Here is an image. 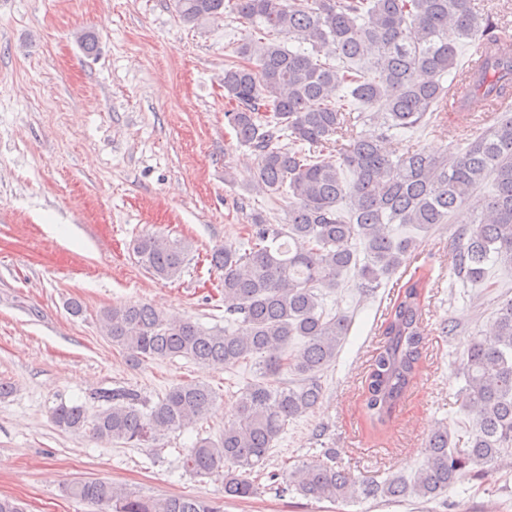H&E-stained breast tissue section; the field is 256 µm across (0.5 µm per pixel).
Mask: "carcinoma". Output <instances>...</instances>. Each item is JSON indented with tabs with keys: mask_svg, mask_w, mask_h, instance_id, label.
<instances>
[{
	"mask_svg": "<svg viewBox=\"0 0 512 512\" xmlns=\"http://www.w3.org/2000/svg\"><path fill=\"white\" fill-rule=\"evenodd\" d=\"M187 24L233 14L254 32L224 62L225 112L240 146L257 160L252 189L288 199L287 222L252 215L251 247L211 253L223 271L224 320L234 329H205L173 320L145 303L99 313L106 337L134 361L184 357L205 366L253 361L258 379L243 388L218 438L185 449L183 467L197 477L224 474V494L251 498L258 479L315 499L358 501L411 495L431 500L464 480L489 475L512 453V297L495 301L494 328L468 340L462 410L476 431L435 430L412 481L357 479L336 466V453L267 473L275 441L288 424L321 402L320 372L336 356L351 319L326 311L323 296L353 273L366 292L409 267L420 241L394 235L400 224L426 234L475 203L482 217L457 234L450 256L463 282L484 285L487 264L512 266V26L473 0H175ZM457 37L487 46L474 66L459 64ZM300 44L297 50L285 40ZM308 44L311 49L303 48ZM336 64H331L330 60ZM455 120L473 122L476 105L495 107L491 123L453 154L436 156L410 143L394 154L396 130L432 128L448 100ZM366 130L357 131L359 126ZM492 180L494 189L481 193ZM189 245L144 235L138 263L153 276L178 277ZM364 258H359V254ZM425 275L398 287L384 314L381 340L360 395L361 416L382 430L414 387L428 336ZM299 346L288 350V344ZM292 380L278 383L282 373ZM103 406L52 410L61 430L100 442L148 446L185 429L216 401L199 380L171 388L149 405L133 388L96 393ZM94 512H223L193 495L144 497L101 480L69 486Z\"/></svg>",
	"mask_w": 512,
	"mask_h": 512,
	"instance_id": "obj_1",
	"label": "carcinoma"
}]
</instances>
